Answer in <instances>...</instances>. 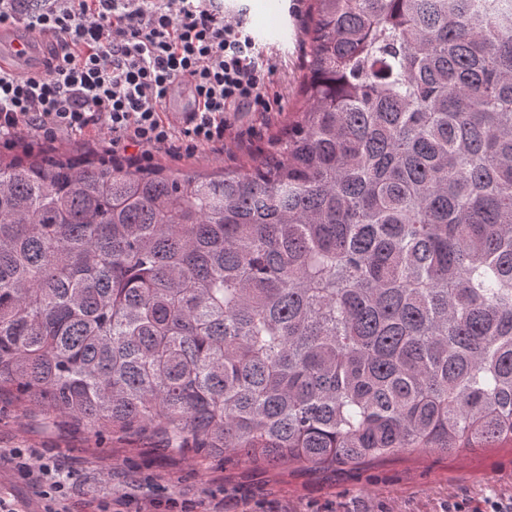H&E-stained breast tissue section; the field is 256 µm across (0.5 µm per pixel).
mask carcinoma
Returning <instances> with one entry per match:
<instances>
[{
	"instance_id": "obj_1",
	"label": "carcinoma",
	"mask_w": 512,
	"mask_h": 512,
	"mask_svg": "<svg viewBox=\"0 0 512 512\" xmlns=\"http://www.w3.org/2000/svg\"><path fill=\"white\" fill-rule=\"evenodd\" d=\"M250 162L0 160V393L315 467L512 445V0H311Z\"/></svg>"
}]
</instances>
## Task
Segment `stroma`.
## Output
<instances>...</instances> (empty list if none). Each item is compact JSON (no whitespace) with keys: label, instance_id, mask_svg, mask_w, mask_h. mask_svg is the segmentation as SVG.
<instances>
[{"label":"stroma","instance_id":"obj_1","mask_svg":"<svg viewBox=\"0 0 512 512\" xmlns=\"http://www.w3.org/2000/svg\"><path fill=\"white\" fill-rule=\"evenodd\" d=\"M226 9L245 8L250 32L265 19L280 17L293 38L281 50L286 71L267 87L279 98L273 112H231L223 150L195 156L159 154L156 163L172 170L207 173L233 167L267 148L303 105L302 21L307 0H226ZM0 448L37 449L44 462L70 475L74 502L96 496L124 497L125 512L151 500H188L195 512H487L490 502L512 504V446L453 451L401 450L355 466L314 468L296 463H251L239 455L201 457L165 447L154 439L129 441L95 433L67 416H51L36 406L21 407L0 395Z\"/></svg>","mask_w":512,"mask_h":512}]
</instances>
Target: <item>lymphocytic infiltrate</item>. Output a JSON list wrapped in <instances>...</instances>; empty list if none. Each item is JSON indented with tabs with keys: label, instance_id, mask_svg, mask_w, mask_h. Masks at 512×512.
Listing matches in <instances>:
<instances>
[{
	"label": "lymphocytic infiltrate",
	"instance_id": "1",
	"mask_svg": "<svg viewBox=\"0 0 512 512\" xmlns=\"http://www.w3.org/2000/svg\"><path fill=\"white\" fill-rule=\"evenodd\" d=\"M49 37L46 74L0 72V141L91 135L104 152L142 158L223 143L227 113L268 112L266 81L276 53L256 46L223 0H0V25ZM188 86L197 112L166 119L173 91ZM45 500L43 512H72L61 471L0 449V462Z\"/></svg>",
	"mask_w": 512,
	"mask_h": 512
}]
</instances>
